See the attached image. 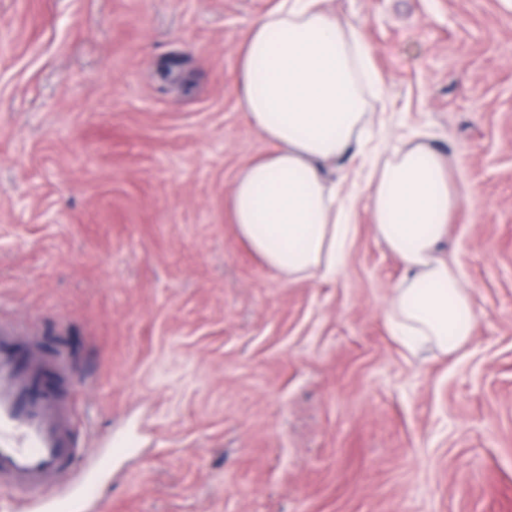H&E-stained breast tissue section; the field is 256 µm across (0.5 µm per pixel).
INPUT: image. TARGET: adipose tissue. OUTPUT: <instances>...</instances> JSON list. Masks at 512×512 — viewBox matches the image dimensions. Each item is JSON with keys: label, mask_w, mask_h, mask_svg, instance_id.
<instances>
[{"label": "adipose tissue", "mask_w": 512, "mask_h": 512, "mask_svg": "<svg viewBox=\"0 0 512 512\" xmlns=\"http://www.w3.org/2000/svg\"><path fill=\"white\" fill-rule=\"evenodd\" d=\"M325 2L279 0L239 50L240 104L270 149L238 177L231 222L286 279L331 277L346 263L356 205L366 201L375 237L407 272L386 317L392 336L414 355L427 347L454 353L476 323L455 265L438 252L460 196L428 142L366 150L367 108L385 102L384 79L361 29ZM347 155L357 161L353 173L330 180Z\"/></svg>", "instance_id": "obj_1"}]
</instances>
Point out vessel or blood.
<instances>
[{"mask_svg": "<svg viewBox=\"0 0 512 512\" xmlns=\"http://www.w3.org/2000/svg\"><path fill=\"white\" fill-rule=\"evenodd\" d=\"M79 437L66 357L0 316V512H95L112 461Z\"/></svg>", "mask_w": 512, "mask_h": 512, "instance_id": "obj_1", "label": "vessel or blood"}]
</instances>
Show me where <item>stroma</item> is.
<instances>
[{
  "label": "stroma",
  "instance_id": "stroma-1",
  "mask_svg": "<svg viewBox=\"0 0 512 512\" xmlns=\"http://www.w3.org/2000/svg\"><path fill=\"white\" fill-rule=\"evenodd\" d=\"M278 0H0V311L140 452L104 512H512V0H329L463 196L478 323L408 355L404 270L360 210L345 267L286 281L226 200L269 149L233 73Z\"/></svg>",
  "mask_w": 512,
  "mask_h": 512
}]
</instances>
